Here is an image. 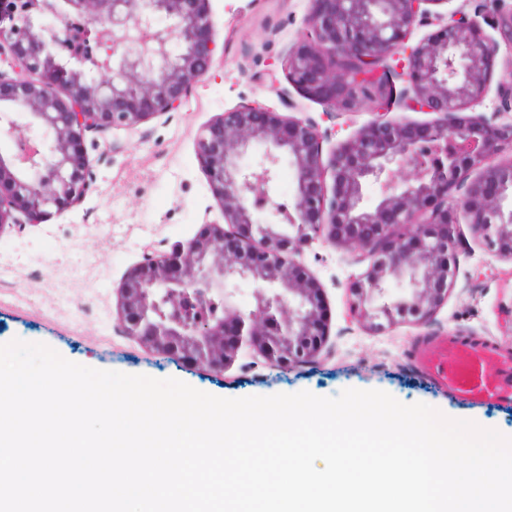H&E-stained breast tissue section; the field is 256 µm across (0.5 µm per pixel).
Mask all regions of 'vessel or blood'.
<instances>
[{"mask_svg": "<svg viewBox=\"0 0 512 512\" xmlns=\"http://www.w3.org/2000/svg\"><path fill=\"white\" fill-rule=\"evenodd\" d=\"M415 372L439 391L470 405L512 407V352L443 332L411 348Z\"/></svg>", "mask_w": 512, "mask_h": 512, "instance_id": "b4317fda", "label": "vessel or blood"}]
</instances>
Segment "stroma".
I'll return each instance as SVG.
<instances>
[{
    "instance_id": "1",
    "label": "stroma",
    "mask_w": 512,
    "mask_h": 512,
    "mask_svg": "<svg viewBox=\"0 0 512 512\" xmlns=\"http://www.w3.org/2000/svg\"><path fill=\"white\" fill-rule=\"evenodd\" d=\"M211 10L224 54L180 110L132 131L98 135L88 149L95 191L47 223L0 236V344L43 343L90 368L176 378L225 398L378 389L401 403L422 402L511 437L512 407L465 404L410 369V347L430 329L512 349V259L493 255L465 225L460 232L471 252L461 257L459 276L471 285L449 293L430 328L408 322L382 330L351 325L346 283L364 266L343 249L316 244L303 261L324 288L329 352L315 363L273 369L246 352L216 373L118 333L116 290L144 247L164 250L193 236L203 222L222 221L195 157L196 137L242 98L277 105L260 85L270 69L287 83L281 59L302 30L307 2L211 0Z\"/></svg>"
}]
</instances>
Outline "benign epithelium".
<instances>
[{"mask_svg":"<svg viewBox=\"0 0 512 512\" xmlns=\"http://www.w3.org/2000/svg\"><path fill=\"white\" fill-rule=\"evenodd\" d=\"M307 2L282 58L289 85L332 118L363 106L373 118L335 141L314 117L253 100L203 127L195 154L224 223L146 247L117 288V330L157 353L215 372L244 350L273 367L318 360L323 288L301 260L315 243L369 260L345 288L349 322L364 329L435 319L468 251L461 224L512 259V0L450 13L433 10L447 0ZM222 53L210 0H0V236L80 205L95 184L88 136L178 111ZM495 74V106L479 112ZM268 89L298 109L287 88ZM172 287L221 312L181 329L157 321Z\"/></svg>","mask_w":512,"mask_h":512,"instance_id":"7a95c632","label":"benign epithelium"}]
</instances>
